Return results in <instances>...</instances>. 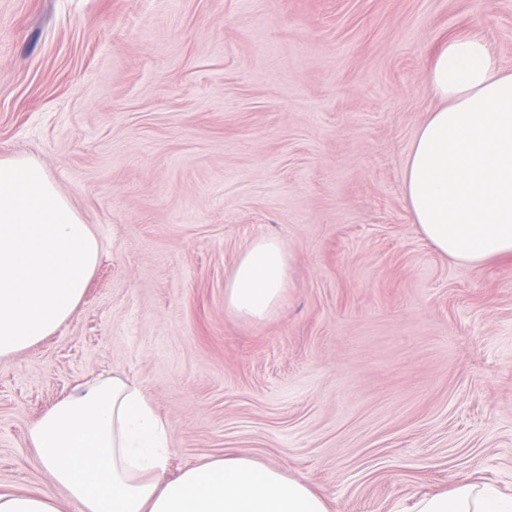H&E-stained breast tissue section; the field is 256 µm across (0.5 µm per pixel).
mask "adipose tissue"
I'll return each mask as SVG.
<instances>
[{
    "mask_svg": "<svg viewBox=\"0 0 512 512\" xmlns=\"http://www.w3.org/2000/svg\"><path fill=\"white\" fill-rule=\"evenodd\" d=\"M429 113L408 154L405 198L421 235L468 265L512 260V72L473 34L445 38ZM100 260L98 239L41 163L0 160V360L55 333L81 303ZM288 255L261 236L226 280L224 306L267 318L287 286ZM43 468L80 512H329L305 482L246 455L217 457L168 480L169 430L144 391L93 380L29 429ZM411 512H512V489L458 482Z\"/></svg>",
    "mask_w": 512,
    "mask_h": 512,
    "instance_id": "1",
    "label": "adipose tissue"
}]
</instances>
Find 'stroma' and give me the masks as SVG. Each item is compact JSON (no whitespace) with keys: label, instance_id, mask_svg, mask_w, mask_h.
Listing matches in <instances>:
<instances>
[{"label":"stroma","instance_id":"obj_1","mask_svg":"<svg viewBox=\"0 0 512 512\" xmlns=\"http://www.w3.org/2000/svg\"><path fill=\"white\" fill-rule=\"evenodd\" d=\"M464 32L512 71V0H0V158L41 160L101 243L72 317L0 361V491L78 512L28 429L113 374L169 479L244 454L330 512L512 485V260L440 254L404 195ZM267 234L288 287L249 320L224 284Z\"/></svg>","mask_w":512,"mask_h":512}]
</instances>
